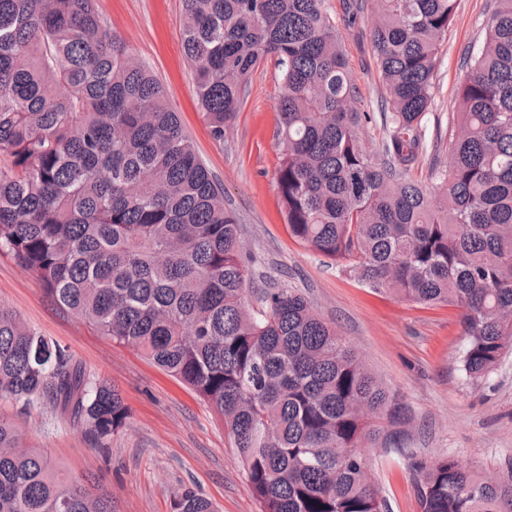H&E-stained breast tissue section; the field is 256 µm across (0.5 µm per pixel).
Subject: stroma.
<instances>
[{"mask_svg":"<svg viewBox=\"0 0 512 512\" xmlns=\"http://www.w3.org/2000/svg\"><path fill=\"white\" fill-rule=\"evenodd\" d=\"M490 4L457 0L426 116L427 151L407 174L425 187L435 186L438 170L448 163V135L466 76L463 59L485 38ZM326 5L343 38L358 106L372 117L360 131L361 142L380 159L385 131L370 42L373 13L367 8L353 18L345 0H326ZM96 6L129 51L160 79L183 128L223 184L224 203L241 224L242 253L255 269L254 292L288 288L302 294L405 405L411 417L407 432L365 451L373 484L390 512H419L409 462L450 456L500 472L512 461V353L485 379L469 381L461 370L465 336L459 310L426 308L373 292L290 235L278 208L274 129L281 82L274 66L254 72L241 111L223 141H216L182 53V0H96ZM0 305L67 346L92 379L118 388L128 408L106 457L79 425L48 410L17 418L25 442L42 448L70 477L99 475L115 512H173L174 495L187 488L209 497L217 512H259L223 426L188 388L133 349L60 315L42 284L6 256H0Z\"/></svg>","mask_w":512,"mask_h":512,"instance_id":"obj_1","label":"stroma"}]
</instances>
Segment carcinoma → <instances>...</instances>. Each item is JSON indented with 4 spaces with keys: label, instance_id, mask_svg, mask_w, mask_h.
Returning <instances> with one entry per match:
<instances>
[{
    "label": "carcinoma",
    "instance_id": "carcinoma-1",
    "mask_svg": "<svg viewBox=\"0 0 512 512\" xmlns=\"http://www.w3.org/2000/svg\"><path fill=\"white\" fill-rule=\"evenodd\" d=\"M182 48L213 138L264 61L279 71L277 190L292 235L366 286L459 309L462 371L479 381L512 349V0H495L467 77L435 200L403 179L457 0H372L388 133L371 121L325 0H182ZM224 187L162 85L94 0H0V255L55 308L129 346L191 389L224 425L260 512H387L361 449L405 433L398 396L305 297L248 298ZM46 407L94 447L128 416L112 384L0 306V407ZM420 512H512L508 479L448 457L411 463ZM174 512H216L185 489ZM0 512H113L94 475L69 479L21 444L0 411Z\"/></svg>",
    "mask_w": 512,
    "mask_h": 512
}]
</instances>
